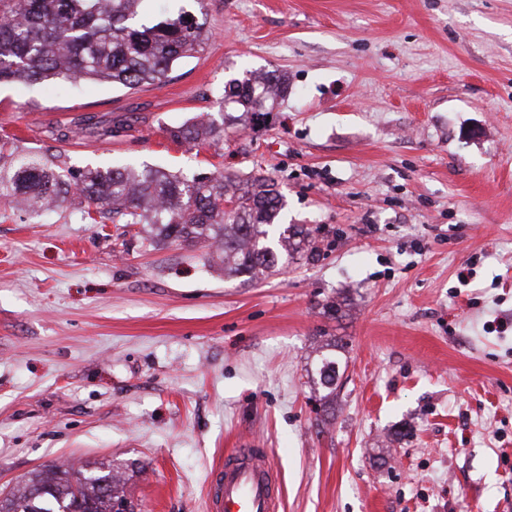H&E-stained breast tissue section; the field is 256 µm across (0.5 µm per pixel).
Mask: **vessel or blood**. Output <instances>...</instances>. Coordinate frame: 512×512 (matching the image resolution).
I'll use <instances>...</instances> for the list:
<instances>
[{"instance_id": "obj_1", "label": "vessel or blood", "mask_w": 512, "mask_h": 512, "mask_svg": "<svg viewBox=\"0 0 512 512\" xmlns=\"http://www.w3.org/2000/svg\"><path fill=\"white\" fill-rule=\"evenodd\" d=\"M282 483L266 449L240 441L208 476V512H280Z\"/></svg>"}]
</instances>
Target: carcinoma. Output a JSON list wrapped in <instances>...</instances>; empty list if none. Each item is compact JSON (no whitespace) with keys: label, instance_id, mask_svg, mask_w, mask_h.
<instances>
[{"label":"carcinoma","instance_id":"cac0c4a2","mask_svg":"<svg viewBox=\"0 0 512 512\" xmlns=\"http://www.w3.org/2000/svg\"><path fill=\"white\" fill-rule=\"evenodd\" d=\"M145 0H0V84L95 80L134 89L162 84L183 59L202 50L203 25L179 13L137 26ZM288 92L285 74L247 71L225 82L213 114L167 129L178 143L205 145L224 135L234 113L260 116ZM80 198L94 224H152L141 246L160 240L209 242L210 257L224 276L264 275L286 262L317 252L313 231L298 224L279 227L283 195L264 176L224 173L184 176L145 166L75 170L36 154L0 166V198L38 213ZM234 204L230 212L224 203ZM341 357L336 342L317 355L323 412L331 410ZM134 512L126 479L111 465L36 471L17 490L0 497V512H112V502Z\"/></svg>","mask_w":512,"mask_h":512}]
</instances>
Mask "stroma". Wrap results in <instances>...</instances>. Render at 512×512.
Here are the masks:
<instances>
[{
    "mask_svg": "<svg viewBox=\"0 0 512 512\" xmlns=\"http://www.w3.org/2000/svg\"><path fill=\"white\" fill-rule=\"evenodd\" d=\"M145 10L193 15L206 46L160 87L1 85L9 150L266 176L319 250L228 278L204 243L0 203V495L132 463L136 512H206L212 462L256 439L281 512H512V0ZM247 70L287 74L273 112L169 139ZM329 338L347 369L326 418Z\"/></svg>",
    "mask_w": 512,
    "mask_h": 512,
    "instance_id": "stroma-1",
    "label": "stroma"
}]
</instances>
